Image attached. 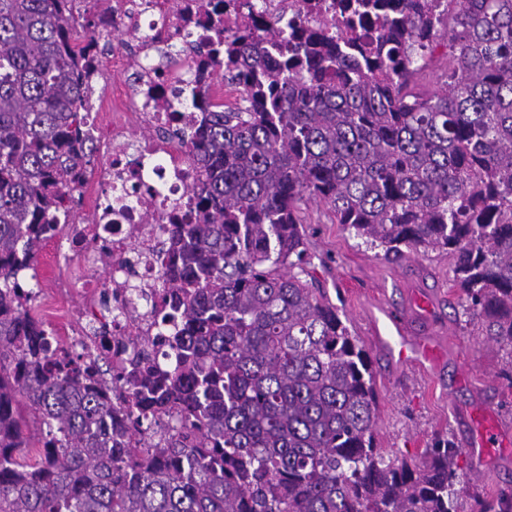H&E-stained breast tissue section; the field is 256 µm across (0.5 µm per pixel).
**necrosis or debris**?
I'll list each match as a JSON object with an SVG mask.
<instances>
[{"mask_svg":"<svg viewBox=\"0 0 512 512\" xmlns=\"http://www.w3.org/2000/svg\"><path fill=\"white\" fill-rule=\"evenodd\" d=\"M350 0H85L97 19V33L136 26L138 38L112 57V124L100 126L91 112L90 132L97 156L74 192L92 210L90 220L64 225L62 242L81 258L64 265L54 283L61 292L80 289L83 305L60 336L74 348L91 342L99 327L113 336L155 333L154 289L161 279L158 262L163 227L183 214L192 187L191 152L177 131L198 123L200 110L180 106L193 89L207 90L213 108L235 100L214 65L207 42L214 30L225 40L275 26L345 30ZM182 45L178 62L161 64L172 46ZM148 128L134 136L132 125ZM111 252L106 285L92 275L102 252Z\"/></svg>","mask_w":512,"mask_h":512,"instance_id":"necrosis-or-debris-1","label":"necrosis or debris"}]
</instances>
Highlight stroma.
<instances>
[{
	"label": "stroma",
	"mask_w": 512,
	"mask_h": 512,
	"mask_svg": "<svg viewBox=\"0 0 512 512\" xmlns=\"http://www.w3.org/2000/svg\"><path fill=\"white\" fill-rule=\"evenodd\" d=\"M301 217L313 257L311 273L348 318L372 362L381 447L416 456L441 431L464 445L462 416L479 402L512 428V386L499 375L512 347L486 341L464 315L452 282V257L409 249L390 261L381 249L369 248L337 224L323 204L309 202ZM57 260L54 243H46L32 269L22 275L23 283L36 292L34 313L47 323L52 317L46 297ZM422 295L432 301L431 313L416 307ZM386 307L402 311L414 337L435 345L437 364L401 362L396 351L369 334L370 322L384 324Z\"/></svg>",
	"instance_id": "stroma-1"
}]
</instances>
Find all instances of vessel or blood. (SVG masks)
I'll use <instances>...</instances> for the list:
<instances>
[{"instance_id": "b4317fda", "label": "vessel or blood", "mask_w": 512, "mask_h": 512, "mask_svg": "<svg viewBox=\"0 0 512 512\" xmlns=\"http://www.w3.org/2000/svg\"><path fill=\"white\" fill-rule=\"evenodd\" d=\"M392 325L389 342L397 348L400 360L415 357H431L432 346L423 340H413L400 317H391ZM466 447L469 453L479 459L486 470H493L496 450L512 448V432L500 422L493 410L485 405L470 408L465 415Z\"/></svg>"}]
</instances>
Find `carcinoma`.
Wrapping results in <instances>:
<instances>
[{"instance_id":"1","label":"carcinoma","mask_w":512,"mask_h":512,"mask_svg":"<svg viewBox=\"0 0 512 512\" xmlns=\"http://www.w3.org/2000/svg\"><path fill=\"white\" fill-rule=\"evenodd\" d=\"M364 8L372 39L270 26L222 49L239 103L180 134L197 202L165 228L167 352L130 336L110 380L17 278L93 156L91 40L72 0H0V512H512V490H473L446 433L413 458L380 448L372 365L311 276L300 218L313 200L387 258L451 255L479 335L512 346V0ZM442 36L424 98L410 81ZM165 415L175 432L155 429ZM447 62L448 55H445V49L440 48L429 67L424 72L414 77L411 83L413 92L422 97H427L437 92L442 86L440 77Z\"/></svg>"}]
</instances>
